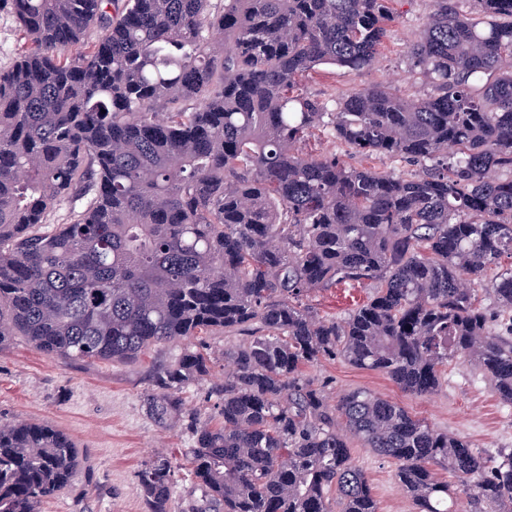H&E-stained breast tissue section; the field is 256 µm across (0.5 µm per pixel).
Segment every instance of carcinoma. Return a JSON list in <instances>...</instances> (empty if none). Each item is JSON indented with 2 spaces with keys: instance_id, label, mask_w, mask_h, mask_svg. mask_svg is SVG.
Returning <instances> with one entry per match:
<instances>
[{
  "instance_id": "cac0c4a2",
  "label": "carcinoma",
  "mask_w": 512,
  "mask_h": 512,
  "mask_svg": "<svg viewBox=\"0 0 512 512\" xmlns=\"http://www.w3.org/2000/svg\"><path fill=\"white\" fill-rule=\"evenodd\" d=\"M395 2L8 0L23 43L0 69V347L125 361L194 339L151 378L166 426L211 372L201 337H247L224 351L220 426L195 420L196 512H332L331 490L339 512H377L351 438L394 464L415 512L461 496L512 512L511 450L490 458L366 390L333 402L306 373L342 357L426 397L454 360L512 404V269L487 280L512 256V0H434L407 50L425 98L377 83L330 109L301 88L371 67ZM319 128L423 174L309 154ZM365 282L343 317L309 304ZM77 458L50 425L0 424V512H38ZM174 473L166 454L144 463L148 512H169Z\"/></svg>"
}]
</instances>
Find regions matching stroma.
Segmentation results:
<instances>
[{
    "label": "stroma",
    "instance_id": "35a3bbf8",
    "mask_svg": "<svg viewBox=\"0 0 512 512\" xmlns=\"http://www.w3.org/2000/svg\"><path fill=\"white\" fill-rule=\"evenodd\" d=\"M394 8L395 19L378 65L360 71L324 68L304 82L311 96L337 102L379 82L404 97L420 98L429 93V86L410 72L406 52L432 11V2L396 0ZM372 293L368 285H339L313 292L310 302L320 315L331 316L365 303ZM240 342V337L220 333L208 337L213 370L184 389L187 415L166 427L158 425L147 410L150 374L155 367L175 361L183 343L154 346L127 361L81 363L47 356L23 336L13 337L1 347L0 424L45 423L72 437L79 446L75 478L57 496L43 502L40 512H147L138 471L157 451L167 453L177 466L170 512H192L201 492L189 471L193 436L188 415L194 412L199 420L220 423L210 391L224 381L225 349ZM308 374L328 382L336 393L370 390L431 426L464 438L488 456L512 448V404L500 400L476 367L449 363L442 389L418 398L404 393L385 375L356 368L341 358L321 362L309 368ZM351 453L370 479L378 512H414L388 460L357 442Z\"/></svg>",
    "mask_w": 512,
    "mask_h": 512
}]
</instances>
